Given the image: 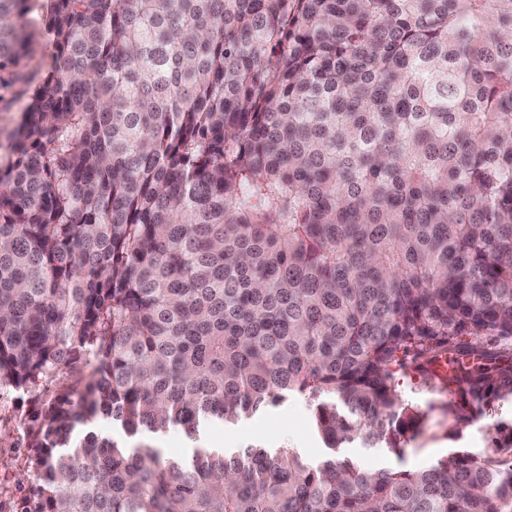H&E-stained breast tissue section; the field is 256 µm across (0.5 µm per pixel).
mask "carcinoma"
I'll return each mask as SVG.
<instances>
[{
    "mask_svg": "<svg viewBox=\"0 0 512 512\" xmlns=\"http://www.w3.org/2000/svg\"><path fill=\"white\" fill-rule=\"evenodd\" d=\"M53 65L0 167V389L81 364L30 419L21 512H512L496 454L168 458L288 397L325 447L402 455L512 405V0H46ZM32 0H0V70ZM109 418L123 439L100 437ZM430 374L416 370H395L394 381L401 395L409 400L426 407L433 403L436 410L424 432L411 441L406 447L404 455L398 458L388 448H361L355 444H346L336 450L339 458H349L358 465L376 470H419L438 459L443 458L452 448H464L475 459L483 460L492 455L495 448L492 446L494 425L500 414L487 416L478 421L458 425L460 438L456 441L448 440V429L453 427L454 421L448 419L440 406L448 402V391L437 387L430 378ZM155 442L159 444L165 455L172 457H183L191 453L194 448L192 443L183 431L172 428L164 433L155 435Z\"/></svg>",
    "mask_w": 512,
    "mask_h": 512,
    "instance_id": "cac0c4a2",
    "label": "carcinoma"
}]
</instances>
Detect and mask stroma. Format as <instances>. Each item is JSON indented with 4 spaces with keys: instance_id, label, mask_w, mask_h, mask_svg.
<instances>
[{
    "instance_id": "35a3bbf8",
    "label": "stroma",
    "mask_w": 512,
    "mask_h": 512,
    "mask_svg": "<svg viewBox=\"0 0 512 512\" xmlns=\"http://www.w3.org/2000/svg\"><path fill=\"white\" fill-rule=\"evenodd\" d=\"M41 15L42 9L37 6L28 16L27 50L19 67L0 72V142L6 141L21 120L35 88L31 76L44 75L52 63L53 50ZM77 378V371L65 369L52 380L28 390L0 391V512H14L16 503L29 488L27 461L33 453L28 446L29 416L47 408L58 394L69 390ZM394 381L404 398L424 406L431 403L436 406L424 432L406 446L400 457L386 448H362L354 444L329 451L313 429L309 407L295 399L268 407L263 413L232 425L207 422L202 444L229 456L256 444L272 453L288 449L312 464L333 453L376 470H419L443 458L455 447L465 449L478 460L492 455L496 416L460 426L459 438L449 440L448 430L455 424L441 410L448 400L447 391L438 388L428 373L416 370H396Z\"/></svg>"
}]
</instances>
